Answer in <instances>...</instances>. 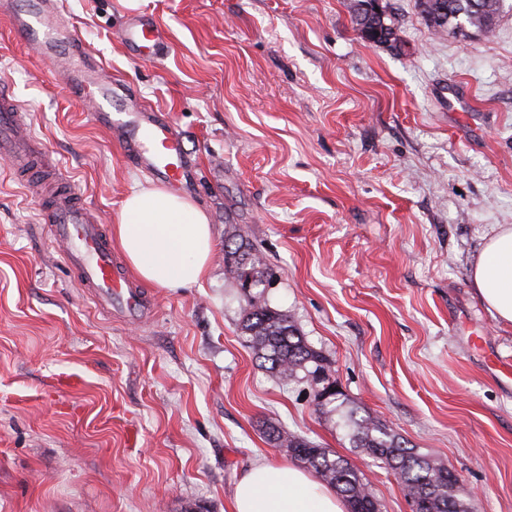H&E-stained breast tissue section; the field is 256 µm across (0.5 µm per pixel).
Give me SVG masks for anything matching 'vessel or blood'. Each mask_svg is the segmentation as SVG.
Masks as SVG:
<instances>
[{
	"label": "vessel or blood",
	"instance_id": "obj_1",
	"mask_svg": "<svg viewBox=\"0 0 512 512\" xmlns=\"http://www.w3.org/2000/svg\"><path fill=\"white\" fill-rule=\"evenodd\" d=\"M62 6V0H28L27 8L18 10L13 0H0V15H9L15 35L64 77L72 93L89 98L93 120L113 131L136 168L172 186H193L196 164L165 115L145 107L129 84L103 77L99 66L89 63L81 42H72L70 51H63L65 35L58 24ZM121 37L130 58L161 59L165 31L154 16L128 14ZM28 116L26 105L7 83L0 82V154L8 157L26 191L37 197L43 196L44 188L29 177V169L37 164L52 171L53 199L41 215L63 247L64 262L107 313L143 317L149 306L147 296L134 287L115 257L101 217L82 201L74 182L49 151L32 139Z\"/></svg>",
	"mask_w": 512,
	"mask_h": 512
}]
</instances>
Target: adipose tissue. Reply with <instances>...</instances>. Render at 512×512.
<instances>
[{
  "mask_svg": "<svg viewBox=\"0 0 512 512\" xmlns=\"http://www.w3.org/2000/svg\"><path fill=\"white\" fill-rule=\"evenodd\" d=\"M128 265L146 284L189 288L207 275L213 252L207 214L184 196L142 188L125 199L113 227ZM491 316L512 326V225L489 235L471 271ZM232 512H346V504L297 465L254 463L235 485Z\"/></svg>",
  "mask_w": 512,
  "mask_h": 512,
  "instance_id": "ef3b65f1",
  "label": "adipose tissue"
}]
</instances>
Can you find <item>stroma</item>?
<instances>
[{
    "instance_id": "1",
    "label": "stroma",
    "mask_w": 512,
    "mask_h": 512,
    "mask_svg": "<svg viewBox=\"0 0 512 512\" xmlns=\"http://www.w3.org/2000/svg\"><path fill=\"white\" fill-rule=\"evenodd\" d=\"M63 2L64 26L196 160L186 195L209 217L213 257L199 285L146 287L139 324L107 317L0 159V512H230L253 463L290 460L270 425L348 459L383 512H410L337 415L245 346L247 294L224 265L239 236L345 402L458 473L474 512H512V380L496 368L512 327L471 279L484 239L512 225V0L470 38L436 34L417 0H380L399 51L359 37L352 0H140L170 43L157 64L123 50L121 0ZM0 79L116 224L148 176L1 19ZM459 83L466 138L448 110Z\"/></svg>"
}]
</instances>
